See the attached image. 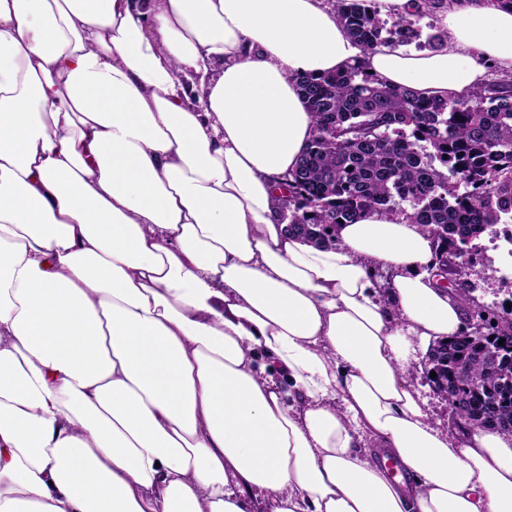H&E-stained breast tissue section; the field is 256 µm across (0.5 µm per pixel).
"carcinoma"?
Wrapping results in <instances>:
<instances>
[{
    "mask_svg": "<svg viewBox=\"0 0 512 512\" xmlns=\"http://www.w3.org/2000/svg\"><path fill=\"white\" fill-rule=\"evenodd\" d=\"M334 9L365 52L410 45L439 50L448 37L420 42L414 18L433 9L422 0L387 27L375 0H335ZM313 113L316 134L288 173L282 200L288 232L328 242L331 230L368 211L403 216L432 236L430 268L459 280L470 241L512 224V73L503 72L467 97L426 98L410 87H388L362 69L296 77ZM484 329L448 342V404L482 428L512 434V363L495 371L475 364L468 380L456 363L492 347L512 357V317L474 305ZM504 339L498 344V339ZM463 392L467 404L459 406Z\"/></svg>",
    "mask_w": 512,
    "mask_h": 512,
    "instance_id": "obj_1",
    "label": "carcinoma"
}]
</instances>
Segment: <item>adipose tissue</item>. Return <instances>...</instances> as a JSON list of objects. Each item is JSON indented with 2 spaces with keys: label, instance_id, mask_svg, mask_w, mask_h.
<instances>
[{
  "label": "adipose tissue",
  "instance_id": "1",
  "mask_svg": "<svg viewBox=\"0 0 512 512\" xmlns=\"http://www.w3.org/2000/svg\"><path fill=\"white\" fill-rule=\"evenodd\" d=\"M443 24L365 53L324 0H0V512H512V436L413 387L464 329L431 237L371 211L316 245L278 205L297 76L446 98L512 70V7Z\"/></svg>",
  "mask_w": 512,
  "mask_h": 512
}]
</instances>
